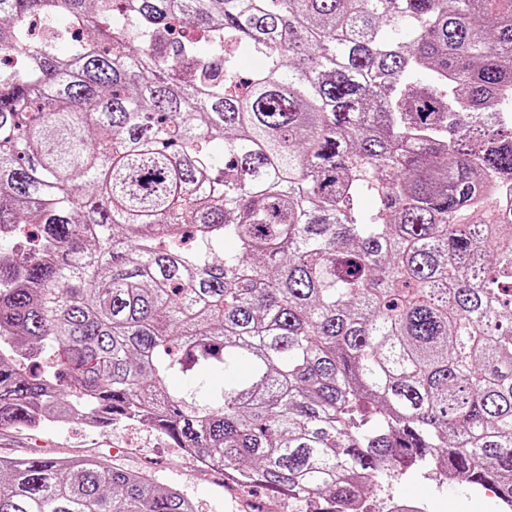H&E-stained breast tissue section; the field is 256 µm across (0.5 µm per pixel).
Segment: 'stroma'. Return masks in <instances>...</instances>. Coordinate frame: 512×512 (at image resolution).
Masks as SVG:
<instances>
[{
  "label": "stroma",
  "mask_w": 512,
  "mask_h": 512,
  "mask_svg": "<svg viewBox=\"0 0 512 512\" xmlns=\"http://www.w3.org/2000/svg\"><path fill=\"white\" fill-rule=\"evenodd\" d=\"M43 453L52 457H101L126 469H147L157 482L175 488L192 500L198 512H283L284 502L264 491L246 498L224 482L216 470L199 468L174 448L160 432L145 426L116 423L107 428L73 422L33 433L24 429H0V455L23 458ZM425 506L426 512H497L498 505L483 493L472 491L465 478L438 484L423 471L410 468L385 491L375 492L370 502L383 507L386 498Z\"/></svg>",
  "instance_id": "1"
}]
</instances>
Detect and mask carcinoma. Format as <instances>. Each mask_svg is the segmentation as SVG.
<instances>
[{
	"label": "carcinoma",
	"mask_w": 512,
	"mask_h": 512,
	"mask_svg": "<svg viewBox=\"0 0 512 512\" xmlns=\"http://www.w3.org/2000/svg\"><path fill=\"white\" fill-rule=\"evenodd\" d=\"M2 50L0 428L147 423L297 512L412 467L512 510V0H0ZM0 512L196 510L0 456Z\"/></svg>",
	"instance_id": "cac0c4a2"
}]
</instances>
